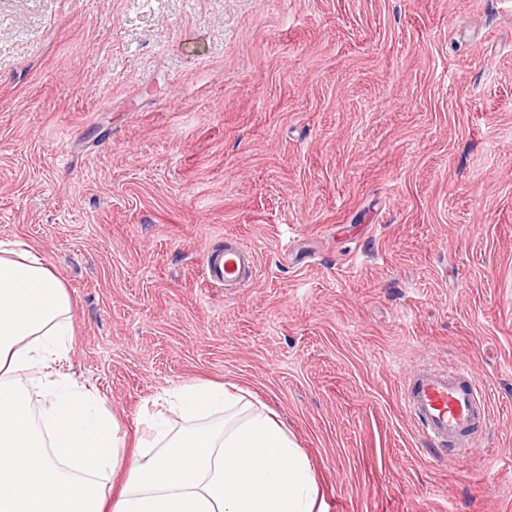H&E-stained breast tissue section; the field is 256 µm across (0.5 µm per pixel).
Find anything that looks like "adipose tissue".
Listing matches in <instances>:
<instances>
[{"instance_id": "1", "label": "adipose tissue", "mask_w": 512, "mask_h": 512, "mask_svg": "<svg viewBox=\"0 0 512 512\" xmlns=\"http://www.w3.org/2000/svg\"><path fill=\"white\" fill-rule=\"evenodd\" d=\"M73 303L32 248L0 242V512H315L310 463L273 412L237 386L167 393L132 454L113 416L60 369ZM45 379L33 415L20 384ZM126 478L109 500L111 474Z\"/></svg>"}]
</instances>
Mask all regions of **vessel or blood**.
Wrapping results in <instances>:
<instances>
[{"label":"vessel or blood","instance_id":"b4317fda","mask_svg":"<svg viewBox=\"0 0 512 512\" xmlns=\"http://www.w3.org/2000/svg\"><path fill=\"white\" fill-rule=\"evenodd\" d=\"M257 274V253L242 241H225L204 260V276L215 286L248 284ZM404 390L405 412L431 449L464 443L490 420L487 393L466 362L418 369L406 376Z\"/></svg>","mask_w":512,"mask_h":512}]
</instances>
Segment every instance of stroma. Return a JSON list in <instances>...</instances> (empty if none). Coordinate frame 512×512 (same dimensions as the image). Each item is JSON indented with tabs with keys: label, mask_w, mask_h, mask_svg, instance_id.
<instances>
[{
	"label": "stroma",
	"mask_w": 512,
	"mask_h": 512,
	"mask_svg": "<svg viewBox=\"0 0 512 512\" xmlns=\"http://www.w3.org/2000/svg\"><path fill=\"white\" fill-rule=\"evenodd\" d=\"M228 237L243 288L203 280ZM0 241L127 435L232 383L322 512H512V0H0ZM460 358L492 418L457 469L402 377ZM257 253L244 241H224V251L209 252L204 260V276L215 286L249 284L257 278Z\"/></svg>",
	"instance_id": "obj_1"
}]
</instances>
